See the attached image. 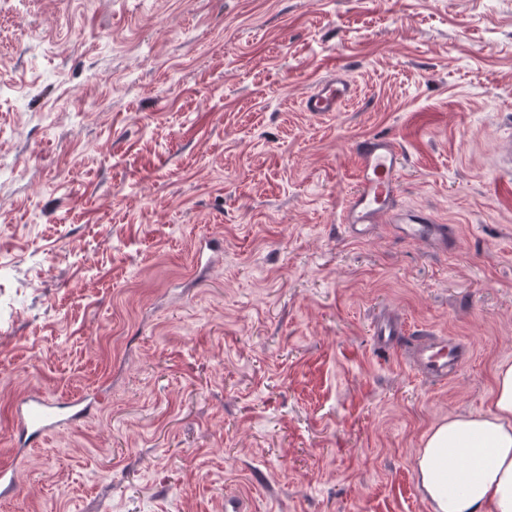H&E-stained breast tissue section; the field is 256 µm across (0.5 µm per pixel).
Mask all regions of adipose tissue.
<instances>
[{"mask_svg": "<svg viewBox=\"0 0 512 512\" xmlns=\"http://www.w3.org/2000/svg\"><path fill=\"white\" fill-rule=\"evenodd\" d=\"M417 468L432 512H512V362L498 366L485 411L430 428Z\"/></svg>", "mask_w": 512, "mask_h": 512, "instance_id": "ef3b65f1", "label": "adipose tissue"}]
</instances>
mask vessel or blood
<instances>
[{
    "label": "vessel or blood",
    "mask_w": 512,
    "mask_h": 512,
    "mask_svg": "<svg viewBox=\"0 0 512 512\" xmlns=\"http://www.w3.org/2000/svg\"><path fill=\"white\" fill-rule=\"evenodd\" d=\"M351 96L349 83L340 77L320 79L304 98L305 111L325 114L339 111ZM356 186L342 212L341 222L350 237L366 239L373 225L396 219L403 237L427 241L441 249L451 248L446 225L435 223L423 213L393 216L392 203L401 178L400 152L388 138L370 136L355 146ZM374 344L388 353L408 349L411 365L426 377L444 382L453 377L470 355L460 340L445 336L409 337L401 317L388 314L374 325ZM90 395L79 394L64 400L30 395L20 400L14 410V426L23 446L41 447L57 429L85 418L92 407Z\"/></svg>",
    "instance_id": "obj_1"
}]
</instances>
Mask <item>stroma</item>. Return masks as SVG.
Here are the masks:
<instances>
[{
	"instance_id": "35a3bbf8",
	"label": "stroma",
	"mask_w": 512,
	"mask_h": 512,
	"mask_svg": "<svg viewBox=\"0 0 512 512\" xmlns=\"http://www.w3.org/2000/svg\"><path fill=\"white\" fill-rule=\"evenodd\" d=\"M0 75V512H431L425 433L512 361V0H0ZM371 135L452 249L348 236ZM382 308L470 360L378 352ZM351 87L341 77L320 79L304 98L306 112L325 114L338 112L350 99ZM92 402L89 394L61 401L43 395H30L20 400L14 410V426L21 443L29 448L41 447L63 425L84 419Z\"/></svg>"
}]
</instances>
